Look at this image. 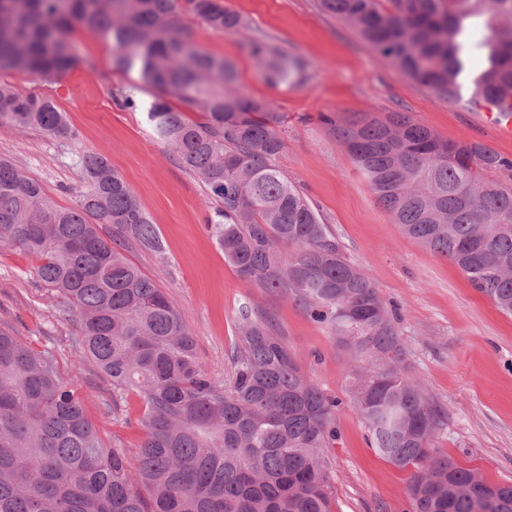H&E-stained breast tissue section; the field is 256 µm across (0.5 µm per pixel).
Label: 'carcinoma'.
Wrapping results in <instances>:
<instances>
[{"label": "carcinoma", "mask_w": 512, "mask_h": 512, "mask_svg": "<svg viewBox=\"0 0 512 512\" xmlns=\"http://www.w3.org/2000/svg\"><path fill=\"white\" fill-rule=\"evenodd\" d=\"M321 6L448 103L470 63L469 25L484 19L471 104H512V0ZM184 8L216 30L245 25L224 0H0V126L75 141L51 98L23 95L1 75L60 80L81 63L78 28L110 45L114 67L154 89L146 110L156 137L221 203L206 227L225 261L349 347L352 402L372 447L413 468L411 512H512L511 484L476 481L435 454L442 415L409 371L396 320L275 163L280 113L240 93L236 64L197 44L179 20ZM248 51L272 85L306 78L305 62L279 47L252 40ZM320 120L403 233L512 315V160L404 113ZM76 165L84 189L63 207L0 159V248L35 259L59 315L76 322L80 355L112 381V403L140 397L143 440L106 447L55 354L0 327V512H332L323 453L336 441L339 401L303 376L272 320L248 305L231 378H213L177 305L126 255L164 252L134 193L99 154L80 152Z\"/></svg>", "instance_id": "obj_1"}]
</instances>
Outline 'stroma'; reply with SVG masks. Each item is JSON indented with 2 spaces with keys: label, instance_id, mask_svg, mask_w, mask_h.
<instances>
[{
  "label": "stroma",
  "instance_id": "obj_1",
  "mask_svg": "<svg viewBox=\"0 0 512 512\" xmlns=\"http://www.w3.org/2000/svg\"><path fill=\"white\" fill-rule=\"evenodd\" d=\"M224 3L245 19L244 28L217 31L188 13L180 19L205 51L237 63L241 92L271 101L282 115L285 149L277 164L395 309L410 371L446 413L435 439L439 452L489 482L512 484V316L473 288L452 262L392 223L319 115L402 112L442 138L479 142L511 159L512 138L499 137L483 109L469 106V88L454 104L436 98L323 11L318 0ZM253 39L302 57L307 79L288 87L265 84L245 48ZM75 40L85 64L61 82L24 74L11 81L20 93L51 96L66 112L76 143L0 127V157L67 207L81 189L76 152L106 157L165 246L161 256L139 248L129 256L176 302L207 372L229 378L242 306L270 315L302 373L341 402L337 439L324 451L333 512H409V471L377 454L352 406L346 348L296 302L238 276L205 226L215 201L153 134L146 112L152 88L137 73L115 71L108 48L93 34L80 31ZM124 95L134 106L122 105ZM34 266L20 251L0 250V325L23 343L52 348L64 376L81 382L85 413L105 442L138 447L142 401L131 394L113 402L111 381L79 354L73 321L58 317L55 298L36 279Z\"/></svg>",
  "mask_w": 512,
  "mask_h": 512
}]
</instances>
